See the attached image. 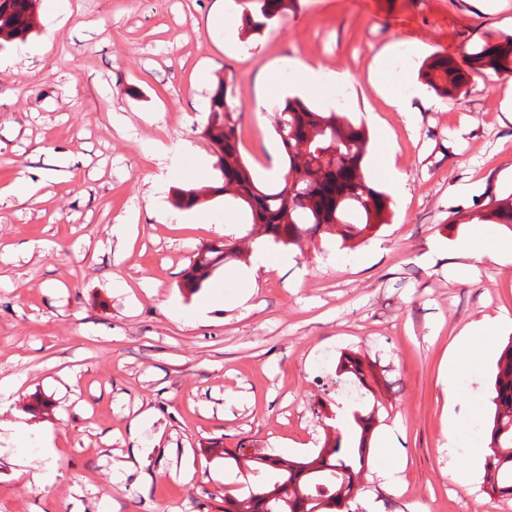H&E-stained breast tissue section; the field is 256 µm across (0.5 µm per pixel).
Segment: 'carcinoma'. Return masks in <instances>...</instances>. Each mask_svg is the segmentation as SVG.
I'll return each instance as SVG.
<instances>
[{"instance_id": "carcinoma-1", "label": "carcinoma", "mask_w": 512, "mask_h": 512, "mask_svg": "<svg viewBox=\"0 0 512 512\" xmlns=\"http://www.w3.org/2000/svg\"><path fill=\"white\" fill-rule=\"evenodd\" d=\"M36 0H0V50L25 42L33 29ZM298 0H251L241 31L262 34L274 21L297 9ZM512 75V35L485 44L467 54L466 64L443 52L424 60L419 78L438 96L457 101L473 74ZM243 105L221 80L210 98L202 135L216 156L218 180L209 186L174 188L177 209L198 206L211 196H224V205L245 212L249 235L262 237L265 246L287 247L305 236L334 234L341 246L353 249L389 223L390 198L364 174L369 136L361 123L334 111L324 112L297 96L275 107L274 131L279 139L284 173L277 185L259 183L245 161L237 134ZM315 135L301 151L297 140ZM475 219L512 230V192L494 194ZM244 254L230 241H212L199 247L184 271L179 288L194 294L221 267L240 261ZM336 376L361 394L346 403L342 424L328 426L323 447L309 457L286 458L260 451L240 463L239 454L213 439L208 448L238 468L243 481L224 488V512H353L355 479L369 466L370 442L378 413L368 405L367 393L377 375L371 365L352 353L340 355ZM488 424L491 454L484 465L488 493L512 495V341L496 362Z\"/></svg>"}]
</instances>
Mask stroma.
Returning a JSON list of instances; mask_svg holds the SVG:
<instances>
[{"label": "stroma", "mask_w": 512, "mask_h": 512, "mask_svg": "<svg viewBox=\"0 0 512 512\" xmlns=\"http://www.w3.org/2000/svg\"><path fill=\"white\" fill-rule=\"evenodd\" d=\"M49 32L39 5L32 42L43 55L0 51V512H224L233 473L207 441L293 458L324 441L341 352L375 365L382 406L369 467L355 496L376 512H512V496L463 485L471 463L449 460L445 380L458 393L461 438L485 443L494 364L445 369L471 321L512 313V261L466 268L458 246L480 210L512 191L511 76H473L457 101L417 79L434 52L463 58L512 35V0H300L256 39L239 27L248 0H60ZM223 8L232 26L213 22ZM300 65L343 77L342 102L324 85L295 86ZM277 69L280 85L263 73ZM244 106L241 151L257 180L282 166L272 107L287 96L364 124L365 173L405 182L391 222L355 249L337 236L302 239L256 283L216 271L197 294L178 284L196 249L242 240L243 212L215 197L201 223L160 222L151 186L213 184L194 164L212 155L201 129L219 79ZM411 97L412 119L389 95ZM266 108H258V100ZM43 181L37 200L4 191ZM136 214L133 240L113 225ZM47 400L34 408L35 398ZM24 424L28 437L14 436ZM405 460L401 490L381 486ZM122 465V475L112 473Z\"/></svg>", "instance_id": "stroma-1"}]
</instances>
